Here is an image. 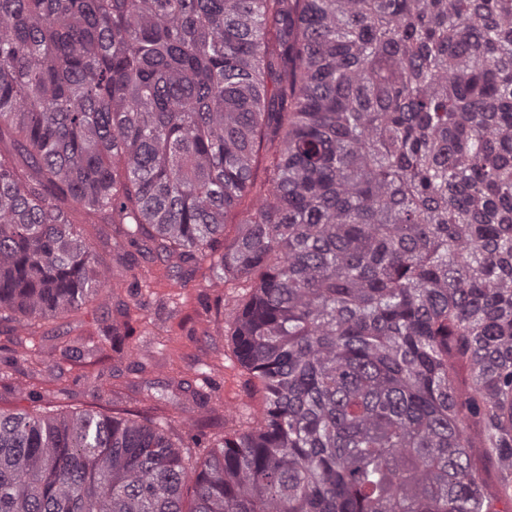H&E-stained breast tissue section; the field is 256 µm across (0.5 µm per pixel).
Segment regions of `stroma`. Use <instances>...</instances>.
Segmentation results:
<instances>
[{"instance_id": "1", "label": "stroma", "mask_w": 512, "mask_h": 512, "mask_svg": "<svg viewBox=\"0 0 512 512\" xmlns=\"http://www.w3.org/2000/svg\"><path fill=\"white\" fill-rule=\"evenodd\" d=\"M244 293V282L214 284L154 256L141 258L123 287L69 317L42 322L48 359H31L0 334V411L33 410L29 394L37 391L43 408L56 413L151 419L173 441L189 444L192 455L206 456L264 405L261 385L237 362L229 336L230 310ZM124 309L133 329L124 352L96 351L101 329ZM66 344L79 354L61 357Z\"/></svg>"}]
</instances>
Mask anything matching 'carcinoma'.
<instances>
[{
    "instance_id": "carcinoma-1",
    "label": "carcinoma",
    "mask_w": 512,
    "mask_h": 512,
    "mask_svg": "<svg viewBox=\"0 0 512 512\" xmlns=\"http://www.w3.org/2000/svg\"><path fill=\"white\" fill-rule=\"evenodd\" d=\"M145 254L245 279L260 419L0 412V512H512V0H0V322Z\"/></svg>"
}]
</instances>
